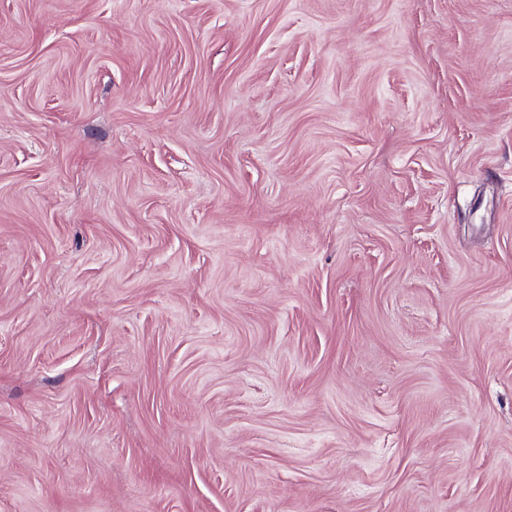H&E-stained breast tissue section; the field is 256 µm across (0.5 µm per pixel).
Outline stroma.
I'll return each instance as SVG.
<instances>
[{
  "instance_id": "obj_1",
  "label": "stroma",
  "mask_w": 512,
  "mask_h": 512,
  "mask_svg": "<svg viewBox=\"0 0 512 512\" xmlns=\"http://www.w3.org/2000/svg\"><path fill=\"white\" fill-rule=\"evenodd\" d=\"M0 512H512V0H0Z\"/></svg>"
}]
</instances>
